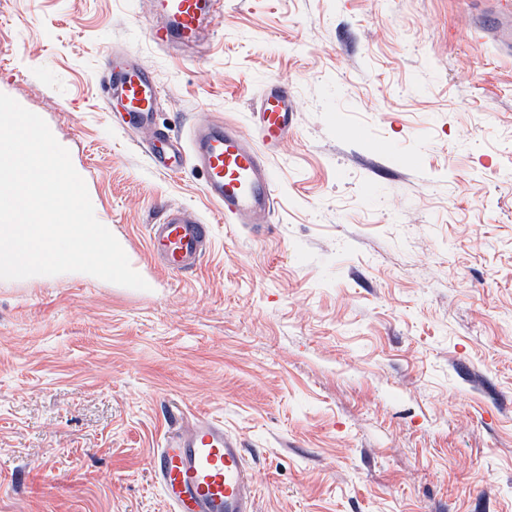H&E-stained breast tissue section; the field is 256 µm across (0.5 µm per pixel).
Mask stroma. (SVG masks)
<instances>
[{"instance_id": "obj_1", "label": "stroma", "mask_w": 512, "mask_h": 512, "mask_svg": "<svg viewBox=\"0 0 512 512\" xmlns=\"http://www.w3.org/2000/svg\"><path fill=\"white\" fill-rule=\"evenodd\" d=\"M496 0H224L162 50L151 0H0V93L40 113L149 287L0 279V512H167L150 455L176 414L222 419L257 512H512V54ZM131 47L156 122L248 126L294 88L279 203L221 222L191 168L150 165L105 106ZM212 227L151 262L167 204ZM150 258L168 272L184 273L196 268L211 247V230L192 208L172 204L161 218L146 227Z\"/></svg>"}]
</instances>
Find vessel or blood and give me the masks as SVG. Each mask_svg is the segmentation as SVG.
Returning <instances> with one entry per match:
<instances>
[{
  "instance_id": "b4317fda",
  "label": "vessel or blood",
  "mask_w": 512,
  "mask_h": 512,
  "mask_svg": "<svg viewBox=\"0 0 512 512\" xmlns=\"http://www.w3.org/2000/svg\"><path fill=\"white\" fill-rule=\"evenodd\" d=\"M153 11L164 22L155 26L156 46H193L206 24H219L223 0H153ZM108 94L128 132L149 134L154 126L160 83L152 70L133 54L103 60ZM292 87L282 83L267 89L255 109L254 132L210 115L193 120L188 141L172 139L153 150L152 161L169 170L190 164L203 176V192L220 209L228 224H264L275 209L276 177L265 152L287 138L293 123ZM150 258L170 272L196 268L211 247L209 225L192 208L172 204L159 221L147 225ZM152 479L169 512H256L251 467L238 436L222 420L195 417L168 431L151 456Z\"/></svg>"
}]
</instances>
